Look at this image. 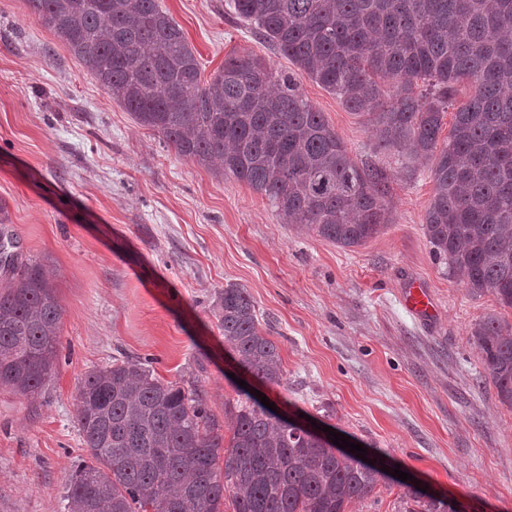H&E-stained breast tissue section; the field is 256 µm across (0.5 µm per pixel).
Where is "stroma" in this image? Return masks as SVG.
I'll return each mask as SVG.
<instances>
[{
  "label": "stroma",
  "mask_w": 512,
  "mask_h": 512,
  "mask_svg": "<svg viewBox=\"0 0 512 512\" xmlns=\"http://www.w3.org/2000/svg\"><path fill=\"white\" fill-rule=\"evenodd\" d=\"M159 2L203 79L233 52L292 70L228 0ZM300 85L351 158L387 175L394 221L362 246L282 223L219 164L176 154L20 0H0V230L49 271L62 306L48 389L0 388V512H66L69 481L90 460L78 386L126 356L195 389L216 416L257 390L278 413L334 428L462 512H512V409L469 340L480 318L512 324V309L472 294L432 257L428 164L379 150L367 115L308 77ZM416 282L434 300L432 318L404 305ZM230 284L248 289L278 346L281 384L246 378L225 350L217 299ZM405 491L381 478L347 512H401Z\"/></svg>",
  "instance_id": "35a3bbf8"
}]
</instances>
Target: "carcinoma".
Returning <instances> with one entry per match:
<instances>
[{
    "label": "carcinoma",
    "instance_id": "cac0c4a2",
    "mask_svg": "<svg viewBox=\"0 0 512 512\" xmlns=\"http://www.w3.org/2000/svg\"><path fill=\"white\" fill-rule=\"evenodd\" d=\"M113 99L175 152L266 198L285 224L355 248L391 223L385 172L359 167L302 94L306 75L380 130L378 147L431 163L424 230L434 259L474 295L512 308V0H230L236 18L288 58L282 72L229 55L209 81L157 0H23ZM448 142L438 145L457 87ZM0 272V387L52 381L62 307L43 266L12 253ZM224 348L255 379L281 384L276 344L248 290L217 301ZM470 340L512 409V325L489 316ZM77 423L93 463L71 478L67 512H346L383 471L272 414L249 394L224 405L231 438L197 393L139 360L86 373ZM224 451V468L217 467ZM403 512H449L408 484Z\"/></svg>",
    "mask_w": 512,
    "mask_h": 512
}]
</instances>
